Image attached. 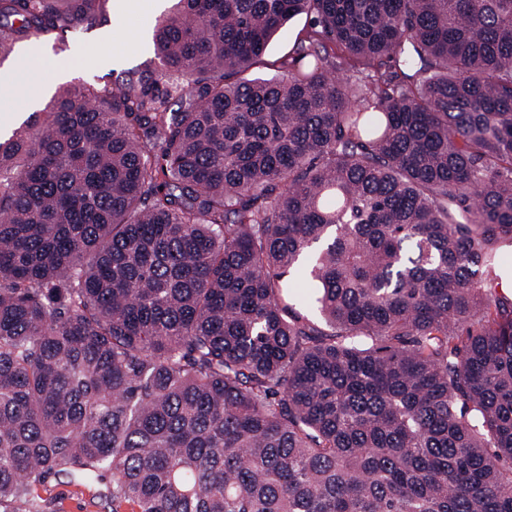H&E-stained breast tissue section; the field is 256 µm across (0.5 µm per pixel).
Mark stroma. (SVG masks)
<instances>
[{"label":"stroma","mask_w":512,"mask_h":512,"mask_svg":"<svg viewBox=\"0 0 512 512\" xmlns=\"http://www.w3.org/2000/svg\"><path fill=\"white\" fill-rule=\"evenodd\" d=\"M158 15V10H151L148 25L141 27L136 18L118 17L112 5H105L94 24L66 37L67 49L59 54L43 37H31L28 45L41 51L43 62L23 72L21 79L33 87L53 88L78 78L101 87L139 83L153 76L155 71L152 22ZM307 28L308 21L303 16L294 18L281 28L269 41L260 63L252 71L253 76L283 77L282 63L293 52L299 36ZM103 55L112 58V65H98L97 59ZM39 495L42 512H112L110 505L98 497L95 488L74 485L63 479H50L45 487L40 488Z\"/></svg>","instance_id":"stroma-1"}]
</instances>
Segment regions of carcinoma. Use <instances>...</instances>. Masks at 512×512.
<instances>
[{
	"label": "carcinoma",
	"instance_id": "obj_1",
	"mask_svg": "<svg viewBox=\"0 0 512 512\" xmlns=\"http://www.w3.org/2000/svg\"><path fill=\"white\" fill-rule=\"evenodd\" d=\"M102 2L0 0V63ZM154 40L157 77L0 141V512L52 477L112 512H512V0H175ZM308 20L298 16L281 28L269 41L261 61L252 70L254 77L282 78L285 74L283 61L293 52L297 39L308 30Z\"/></svg>",
	"mask_w": 512,
	"mask_h": 512
}]
</instances>
